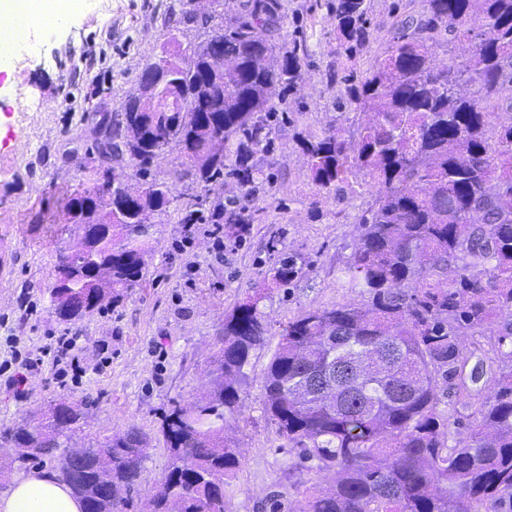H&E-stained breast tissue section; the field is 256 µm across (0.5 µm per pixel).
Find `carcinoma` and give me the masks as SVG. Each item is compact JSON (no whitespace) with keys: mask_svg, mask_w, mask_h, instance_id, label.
<instances>
[{"mask_svg":"<svg viewBox=\"0 0 512 512\" xmlns=\"http://www.w3.org/2000/svg\"><path fill=\"white\" fill-rule=\"evenodd\" d=\"M167 8L183 24L198 21L184 0ZM368 70L340 77L346 104L371 116L353 140L339 130L303 143L320 192H354L357 176L378 186L359 218L339 286L361 304L311 308L288 321L265 369L264 410L304 460L329 475L287 512H478L512 506V369L484 387L480 419L449 444L441 398L471 397L483 368H467L463 336L495 335L501 362L512 364V0H418ZM336 54L352 59L377 40L367 0H334ZM281 0H242L197 45L189 63L157 64L160 83L139 85L112 123L90 130L96 179L66 202L83 234L58 249L52 310L72 321L120 303L144 277L153 241L140 212L181 201L182 224H251L262 170L254 156L275 151L272 120L287 92L305 81L307 39L288 40ZM468 52L434 63L441 43ZM224 45V68L211 53ZM176 149L186 176L207 188L224 177L242 196L206 206L198 194L164 182L124 207L110 186L114 163L146 177L153 159ZM296 261L284 256L275 281L286 286ZM255 293L224 319L209 387L164 416L171 452L160 490L141 512H226L224 479L242 464L224 433L241 412L251 354L269 336ZM373 357L357 386L348 370ZM318 377L323 390L295 392ZM89 402H58L0 429L20 448L0 473L56 462L83 512H131L152 439L135 426L72 454L89 422Z\"/></svg>","mask_w":512,"mask_h":512,"instance_id":"carcinoma-1","label":"carcinoma"}]
</instances>
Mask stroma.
I'll list each match as a JSON object with an SVG mask.
<instances>
[{
    "label": "stroma",
    "mask_w": 512,
    "mask_h": 512,
    "mask_svg": "<svg viewBox=\"0 0 512 512\" xmlns=\"http://www.w3.org/2000/svg\"><path fill=\"white\" fill-rule=\"evenodd\" d=\"M170 2L78 0L61 22L31 26L27 54L0 71V362L11 357L10 336L39 361L24 370L22 387L0 377V427L64 398L91 401L89 436L129 425L151 436L137 496L145 501L170 461L158 433L161 414L194 401L208 381L225 315L258 291L270 335L251 356L243 411L229 421V437L244 459L224 493L230 512H270L274 501L302 499L324 476L300 466L265 414L263 372L289 320L309 308L362 303L339 286L336 270L350 258L358 218L375 194L373 183L363 182L353 194L320 196L300 142L331 127L348 136L367 122L365 113L339 109L345 86L330 81L329 72L365 71L378 50L351 60L336 56L333 20L322 10L306 15L315 0H283L289 27L309 24L312 65L286 97L288 116L274 125L273 156L254 158L264 176L247 232L185 227L181 204L173 202L158 217L140 287L119 306L59 321L49 290L58 247L75 245L79 234L64 204L90 184V128L119 110L147 56L159 55L169 36L184 46L198 43L210 31L204 17L237 8L235 0H202L199 22L185 27L165 22ZM285 253L295 256L298 274L282 288L271 275ZM58 336L75 340L73 365L65 371L52 348Z\"/></svg>",
    "instance_id": "35a3bbf8"
}]
</instances>
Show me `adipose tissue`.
Masks as SVG:
<instances>
[{"label":"adipose tissue","mask_w":512,"mask_h":512,"mask_svg":"<svg viewBox=\"0 0 512 512\" xmlns=\"http://www.w3.org/2000/svg\"><path fill=\"white\" fill-rule=\"evenodd\" d=\"M62 0H8L0 15L34 25L61 19ZM0 512H82V504L59 474L49 468L16 473L9 488L0 493Z\"/></svg>","instance_id":"adipose-tissue-1"}]
</instances>
